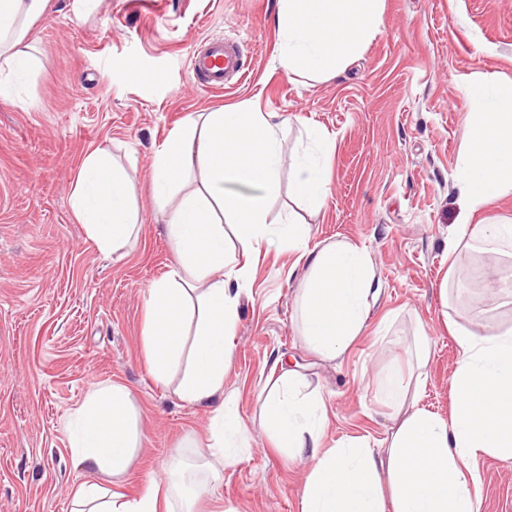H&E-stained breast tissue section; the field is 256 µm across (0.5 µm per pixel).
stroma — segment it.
<instances>
[{
  "label": "stroma",
  "mask_w": 512,
  "mask_h": 512,
  "mask_svg": "<svg viewBox=\"0 0 512 512\" xmlns=\"http://www.w3.org/2000/svg\"><path fill=\"white\" fill-rule=\"evenodd\" d=\"M278 0H48L29 23L36 58L15 87L24 109L0 105V512H72L80 471L65 419L95 383L130 388L140 437L118 491L133 496L167 465L204 452L213 405L161 384L144 357V291L172 263L151 163L194 113L253 106L284 120L280 189L268 219L296 217L309 243L366 249L380 284L363 332L338 359L312 351L299 325L306 271L298 252L263 245L227 341L224 393L252 432L249 450L199 491L198 512H300L309 462L274 448L258 426L274 360L320 393L324 447L379 449L403 418L377 398L392 368L431 354L408 406L450 418L459 348L451 325L489 335L512 326V257L449 249L459 216L469 85L512 80V0H381L378 34L336 75L288 77L278 64ZM240 43L249 75L204 89L187 68L202 39ZM334 140L330 193L296 203L293 167L310 128ZM128 171L141 225L123 258L101 254L73 216L71 191L95 147ZM479 512H512V459L479 460Z\"/></svg>",
  "instance_id": "obj_1"
}]
</instances>
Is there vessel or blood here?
<instances>
[{"label":"vessel or blood","instance_id":"1","mask_svg":"<svg viewBox=\"0 0 512 512\" xmlns=\"http://www.w3.org/2000/svg\"><path fill=\"white\" fill-rule=\"evenodd\" d=\"M189 69L195 82L211 90L223 89L230 76H245L241 48L232 41L208 39L204 49L193 51Z\"/></svg>","mask_w":512,"mask_h":512}]
</instances>
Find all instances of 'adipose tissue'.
I'll return each instance as SVG.
<instances>
[{"label": "adipose tissue", "mask_w": 512, "mask_h": 512, "mask_svg": "<svg viewBox=\"0 0 512 512\" xmlns=\"http://www.w3.org/2000/svg\"><path fill=\"white\" fill-rule=\"evenodd\" d=\"M47 0H0V101L22 107L9 81L31 71L23 23L41 15ZM282 34L279 63L290 76L322 78L347 65L377 35L379 0H278ZM466 134L471 150L458 176L464 212L454 245L512 251V222L473 227L475 215L512 191V80L482 75L471 90ZM281 127L251 107L205 112L174 129L156 153L153 189L168 205L166 228L174 259L166 276L145 292L144 350L151 375L165 383L178 363L186 369L178 394L189 403L214 404L204 473L168 467L164 482L137 496L112 490L136 455L138 431L130 389L93 385L68 423L69 450L84 480L72 489L73 512H194L202 485L218 480L249 446L250 430L224 395L231 367L226 349L252 271L246 255L271 238L306 251L300 288L301 332L322 358L342 356L366 323L379 288L365 249L331 244L305 250L304 225L267 221V202L278 187ZM314 149L295 166L294 196L320 208L329 192L324 159L333 142L310 133ZM201 171V188L185 190ZM234 193H227V186ZM134 187L108 149L84 160L71 195L72 211L104 253H118L139 221ZM460 357L452 376L451 419L420 408L407 412L385 452L338 444L325 450V405L305 394L296 371L283 370L265 387L259 425L275 447L312 461L301 512H478L483 456L512 458V327L487 337L463 327L455 336Z\"/></svg>", "instance_id": "obj_1"}]
</instances>
